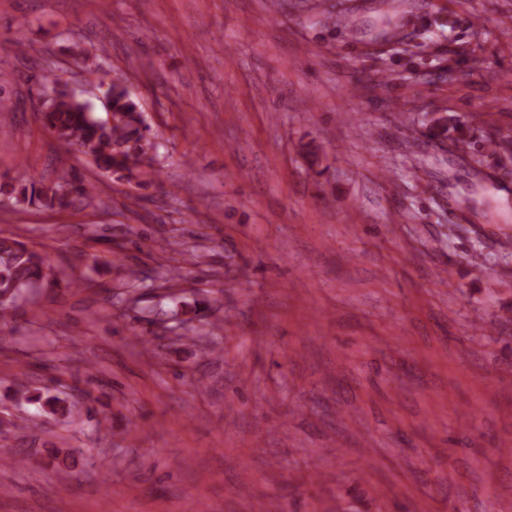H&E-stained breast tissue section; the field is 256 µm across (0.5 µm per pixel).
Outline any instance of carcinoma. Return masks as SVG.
<instances>
[{"instance_id": "obj_1", "label": "carcinoma", "mask_w": 512, "mask_h": 512, "mask_svg": "<svg viewBox=\"0 0 512 512\" xmlns=\"http://www.w3.org/2000/svg\"><path fill=\"white\" fill-rule=\"evenodd\" d=\"M73 59L78 67L93 81L104 84L100 79V67L84 54L73 50ZM38 82L43 85V94L55 96L41 104L39 114L44 128L61 144L81 153L94 156L99 168L109 174L131 182L143 176H153L158 170L147 164L140 169L131 161L144 155L150 149L142 128L143 108L139 100L130 95L119 82L107 84L109 106L116 120L112 125H102L95 118L91 105L71 98L58 88V77L48 71L39 74ZM436 136L453 145L463 141L466 135L465 123L460 117L448 114L435 119ZM21 200L33 204L40 202L48 207H63L76 200H93L97 197V185L75 176L70 180L46 184L34 177L19 190ZM49 267L43 257L24 242L13 237H0V320L13 315L16 302L24 290L45 280ZM28 400L40 405L49 415H64L70 412L66 400L59 397H43L36 393Z\"/></svg>"}]
</instances>
